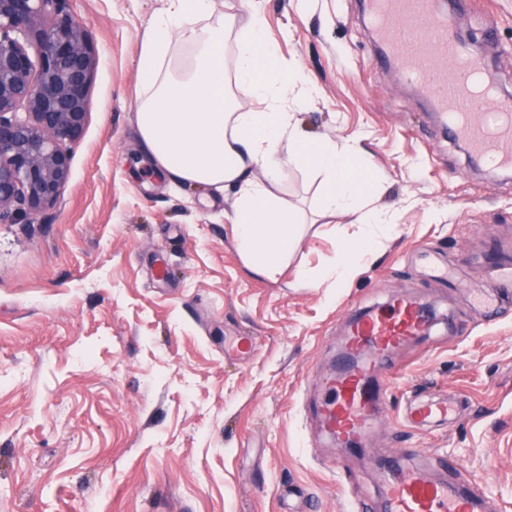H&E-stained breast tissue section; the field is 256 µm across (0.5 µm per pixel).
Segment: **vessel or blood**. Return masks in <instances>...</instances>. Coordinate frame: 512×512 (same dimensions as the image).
<instances>
[{
    "mask_svg": "<svg viewBox=\"0 0 512 512\" xmlns=\"http://www.w3.org/2000/svg\"><path fill=\"white\" fill-rule=\"evenodd\" d=\"M369 34L386 46V58L402 68L448 119L449 130L496 168L512 167V102L481 83L482 64L451 32V13L436 15L432 0H369ZM429 311L415 299L393 295L353 319L336 374L326 379L319 412L327 436L341 448L360 444L371 431L379 387L376 374L391 369L397 349L426 335ZM457 402L415 400L405 421L417 427L449 420ZM385 512H487L481 483L465 476L458 458L448 477L431 480L418 466L390 457L380 465Z\"/></svg>",
    "mask_w": 512,
    "mask_h": 512,
    "instance_id": "vessel-or-blood-1",
    "label": "vessel or blood"
}]
</instances>
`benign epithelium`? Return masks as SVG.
Returning <instances> with one entry per match:
<instances>
[{"label":"benign epithelium","instance_id":"7a95c632","mask_svg":"<svg viewBox=\"0 0 512 512\" xmlns=\"http://www.w3.org/2000/svg\"><path fill=\"white\" fill-rule=\"evenodd\" d=\"M69 2L0 0V219L58 198L88 121L96 54Z\"/></svg>","mask_w":512,"mask_h":512}]
</instances>
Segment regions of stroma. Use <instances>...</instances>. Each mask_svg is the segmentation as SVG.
Instances as JSON below:
<instances>
[{"mask_svg":"<svg viewBox=\"0 0 512 512\" xmlns=\"http://www.w3.org/2000/svg\"><path fill=\"white\" fill-rule=\"evenodd\" d=\"M366 4L215 0L209 18L237 31L261 9L265 40L317 87L300 130L357 144L371 206L393 217L334 288L319 273L358 224L324 210L320 175L280 155L274 192L300 224L268 276L239 251L233 199L171 184L144 153L137 64L167 0H70L97 51L88 122L57 201L0 223V512H349L381 501L372 460L402 448L434 480L456 456L512 512V288L493 321L470 295L486 254L512 265V170L471 157L401 69L375 65ZM453 30L511 97L512 0H457ZM463 252L464 287L430 275ZM397 292L447 316L446 334L394 356L376 428L342 451L320 433L319 382L348 319ZM419 393L462 408L410 427Z\"/></svg>","mask_w":512,"mask_h":512,"instance_id":"35a3bbf8","label":"stroma"}]
</instances>
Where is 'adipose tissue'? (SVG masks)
<instances>
[{
  "label": "adipose tissue",
  "instance_id": "ef3b65f1",
  "mask_svg": "<svg viewBox=\"0 0 512 512\" xmlns=\"http://www.w3.org/2000/svg\"><path fill=\"white\" fill-rule=\"evenodd\" d=\"M213 0H168V7L145 34L138 59L144 98L137 114L142 144L156 166L176 184L210 187L234 195L232 222L241 254L260 272L271 274L288 254L297 218L273 191L281 178L279 152L325 176L323 207L331 213L354 210L369 181L351 150L335 142L307 140L293 121L292 106L314 89L288 67L263 38L262 17L253 13L237 33L234 84L224 79V26H201ZM181 45L191 46L194 62L174 74L166 63ZM241 89L254 102L234 100ZM262 177H255V170ZM382 211L363 216L355 239L344 244L321 279L341 284L352 278L380 225Z\"/></svg>",
  "mask_w": 512,
  "mask_h": 512
}]
</instances>
